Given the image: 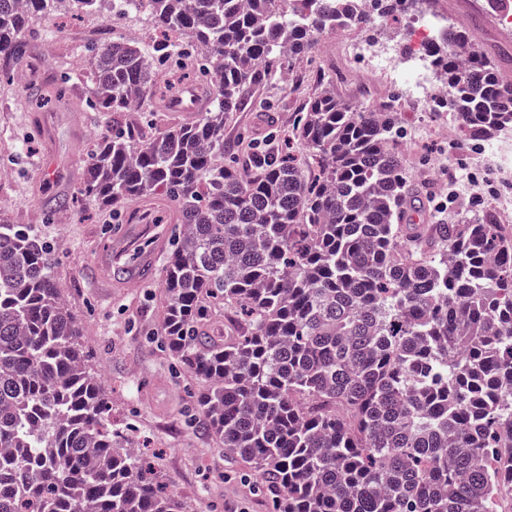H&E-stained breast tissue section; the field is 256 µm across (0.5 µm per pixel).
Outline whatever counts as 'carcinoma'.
<instances>
[{
    "label": "carcinoma",
    "instance_id": "cac0c4a2",
    "mask_svg": "<svg viewBox=\"0 0 512 512\" xmlns=\"http://www.w3.org/2000/svg\"><path fill=\"white\" fill-rule=\"evenodd\" d=\"M163 37L114 39L83 70L101 136L81 192L118 216L168 199L159 335L203 384L206 430L250 465L268 512H498L512 488V231L490 218L402 224L409 183L392 108L323 90L282 152L224 149L251 89L319 35L423 13L432 0H149ZM99 0H0V78L30 51L35 15ZM428 65L465 140L512 125V86L477 36L448 25ZM212 83L196 120L146 135L157 71ZM47 243L0 224V512H189L112 424ZM221 311L227 336H217Z\"/></svg>",
    "mask_w": 512,
    "mask_h": 512
}]
</instances>
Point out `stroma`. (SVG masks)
<instances>
[{
    "label": "stroma",
    "instance_id": "1",
    "mask_svg": "<svg viewBox=\"0 0 512 512\" xmlns=\"http://www.w3.org/2000/svg\"><path fill=\"white\" fill-rule=\"evenodd\" d=\"M433 15L460 28L475 30L491 53L512 57V32L498 30L485 0H436ZM147 44V18L105 27L101 16L60 14L30 23L26 66L32 78L17 84L0 80V221L24 224L53 248L55 274L64 284L69 308L84 333L89 367L102 374L101 389L112 402V421L138 442L140 453L159 470L169 491L195 500L199 512H264L254 483L243 480L245 465L226 456L198 422L197 381L179 369L160 345L158 318L164 305L162 271L139 286L126 287L128 271L112 267L113 287L95 280V260L122 227L109 210L78 197L98 138L111 118L92 111L94 85L78 64L94 46L93 35ZM408 52L403 20L385 29L344 30L320 36L313 60L297 61L291 86L271 82L252 91L269 102V111L246 106L224 125V142L238 147L265 146L274 133H287L302 104L317 95V66H331L349 45ZM437 112L416 120L397 116L400 149L414 184L427 193V210L435 212L448 185L456 199L449 222L492 215L512 225V128L480 142L443 140ZM78 197L75 207L55 209L56 200Z\"/></svg>",
    "mask_w": 512,
    "mask_h": 512
}]
</instances>
